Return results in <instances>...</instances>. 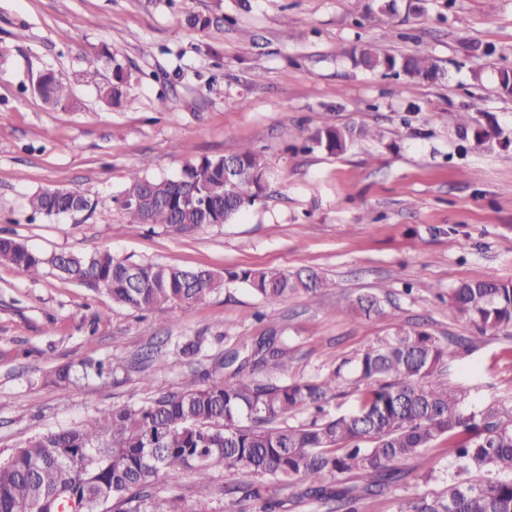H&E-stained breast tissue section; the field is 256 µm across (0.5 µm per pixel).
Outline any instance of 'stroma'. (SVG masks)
Here are the masks:
<instances>
[{
  "mask_svg": "<svg viewBox=\"0 0 512 512\" xmlns=\"http://www.w3.org/2000/svg\"><path fill=\"white\" fill-rule=\"evenodd\" d=\"M0 0V235L46 255L103 248L135 262L222 273L311 269L321 295L263 302L231 283L188 310L135 311L44 270L32 279L0 265V457L45 431L96 411L142 403L153 375L170 388L210 370L228 349L276 332L287 348L280 382L328 372L394 324L440 339L473 335L448 306V290L481 276L512 282V97L497 90L512 69V0ZM208 19L207 27L187 19ZM487 47L473 55L469 43ZM369 44L436 58L445 77L408 84L353 66ZM126 69L119 105L106 104L85 72L101 53ZM54 72L78 101L63 111L35 90ZM483 143L461 138L458 113ZM326 125L378 129L341 154L299 145ZM264 159L265 197L232 224L178 233L127 223L112 198L148 163L174 177L201 156L241 146ZM73 188L98 198L89 219L31 218L28 195ZM376 293L386 312L336 314ZM203 337L193 361L175 349ZM122 357L124 370L68 388L45 385L57 364ZM449 386L472 402L512 408V334L481 337L450 363ZM447 443L407 462L406 477L360 512H394L423 492L420 476L445 475Z\"/></svg>",
  "mask_w": 512,
  "mask_h": 512,
  "instance_id": "obj_1",
  "label": "stroma"
}]
</instances>
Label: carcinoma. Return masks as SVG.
I'll list each match as a JSON object with an SVG mask.
<instances>
[{
	"label": "carcinoma",
	"instance_id": "obj_1",
	"mask_svg": "<svg viewBox=\"0 0 512 512\" xmlns=\"http://www.w3.org/2000/svg\"><path fill=\"white\" fill-rule=\"evenodd\" d=\"M357 67L395 72L408 82L442 77L436 60L417 52L394 55L370 45L352 53ZM127 75L113 63L112 81L102 99L117 105ZM37 93L55 109H73L70 89L54 73H44ZM380 138L367 127L329 125L308 139L313 147L343 153L355 142ZM244 171L224 178V156L188 162L174 178L132 170L116 206L130 224H162L179 233L230 224L263 197L267 170L261 156L245 145L230 154ZM95 196L75 189L33 193L27 207L46 217L92 215ZM0 264L33 278L49 266L66 280L106 292L112 301L138 310L187 309L241 282L262 300L279 302L294 294L317 296L329 283L314 271L244 268L221 276L207 268L183 270L158 262H130L108 249L92 254L46 257L25 244L0 236ZM448 306L470 322L478 336L512 331V282L482 277L448 291ZM370 318L384 314L381 299L364 295L332 314ZM477 344V336L443 342L426 330L398 324L395 331L344 359L317 380L287 384L263 381L255 368L285 366V350L275 334L251 347L224 352L219 368L205 381L177 389L147 378L152 396L142 404L97 411L68 429L42 432L0 460V512H183L181 498L159 502V477L171 483L190 473L195 495L204 502L216 491L211 471L222 468L243 478L222 488L226 507L248 500L269 501L296 485L297 503L324 512H359L358 504L384 495L402 478L401 464L446 441L458 467L441 491L415 494L396 512H512V412L494 402L466 406L467 391L450 388L444 368ZM120 357L80 362L82 375H111ZM232 379H224V370ZM67 363L49 372V384L67 388L77 379ZM367 386L352 409L328 410L346 376ZM306 411L310 419L287 422ZM241 497H236V494Z\"/></svg>",
	"mask_w": 512,
	"mask_h": 512
}]
</instances>
